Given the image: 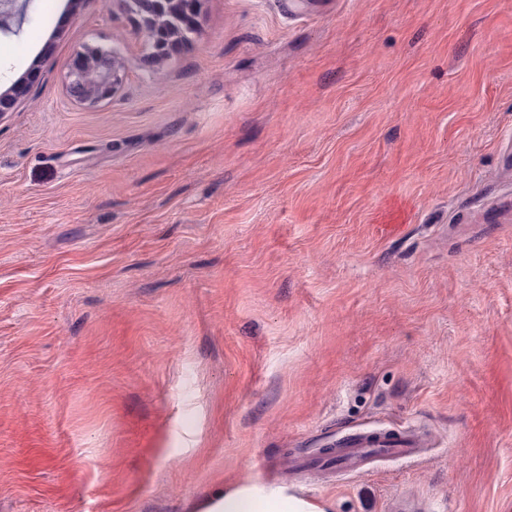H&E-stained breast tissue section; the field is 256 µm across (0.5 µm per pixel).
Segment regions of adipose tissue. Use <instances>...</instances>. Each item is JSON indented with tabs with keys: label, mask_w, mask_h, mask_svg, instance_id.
<instances>
[{
	"label": "adipose tissue",
	"mask_w": 512,
	"mask_h": 512,
	"mask_svg": "<svg viewBox=\"0 0 512 512\" xmlns=\"http://www.w3.org/2000/svg\"><path fill=\"white\" fill-rule=\"evenodd\" d=\"M201 512H327L326 505L313 503L278 485L245 481L214 495Z\"/></svg>",
	"instance_id": "1"
}]
</instances>
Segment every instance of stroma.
I'll use <instances>...</instances> for the list:
<instances>
[{
	"instance_id": "stroma-1",
	"label": "stroma",
	"mask_w": 512,
	"mask_h": 512,
	"mask_svg": "<svg viewBox=\"0 0 512 512\" xmlns=\"http://www.w3.org/2000/svg\"><path fill=\"white\" fill-rule=\"evenodd\" d=\"M37 5L0 33V512H512V0H199L160 66L125 0ZM89 43L126 66L94 106ZM124 79L122 58L112 47L88 45L71 65L68 92L78 102L94 104L112 97ZM423 442V437L417 432L374 430L358 435L352 443L337 448L328 458L336 461V466L343 472L361 473L378 459L415 458ZM214 505L209 506L210 503ZM328 506L315 504L291 494L278 485L253 481L224 488V494L213 495L201 505L202 512H328Z\"/></svg>"
}]
</instances>
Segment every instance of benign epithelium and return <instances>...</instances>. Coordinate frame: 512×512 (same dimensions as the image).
Wrapping results in <instances>:
<instances>
[{"mask_svg":"<svg viewBox=\"0 0 512 512\" xmlns=\"http://www.w3.org/2000/svg\"><path fill=\"white\" fill-rule=\"evenodd\" d=\"M148 39V55L155 63L187 40L193 30L192 5L196 0H125ZM27 14V0H0V30L15 33ZM122 58L110 46L88 45L75 57L68 92L76 101L94 104L112 97L123 85Z\"/></svg>","mask_w":512,"mask_h":512,"instance_id":"7a95c632","label":"benign epithelium"}]
</instances>
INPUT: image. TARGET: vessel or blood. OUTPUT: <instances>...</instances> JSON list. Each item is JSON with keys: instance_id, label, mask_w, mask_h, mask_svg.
<instances>
[{"instance_id": "b4317fda", "label": "vessel or blood", "mask_w": 512, "mask_h": 512, "mask_svg": "<svg viewBox=\"0 0 512 512\" xmlns=\"http://www.w3.org/2000/svg\"><path fill=\"white\" fill-rule=\"evenodd\" d=\"M423 442V437L415 432L374 430L358 435L352 443L337 448L331 458L342 471L361 473L379 459L415 458L419 455Z\"/></svg>"}]
</instances>
